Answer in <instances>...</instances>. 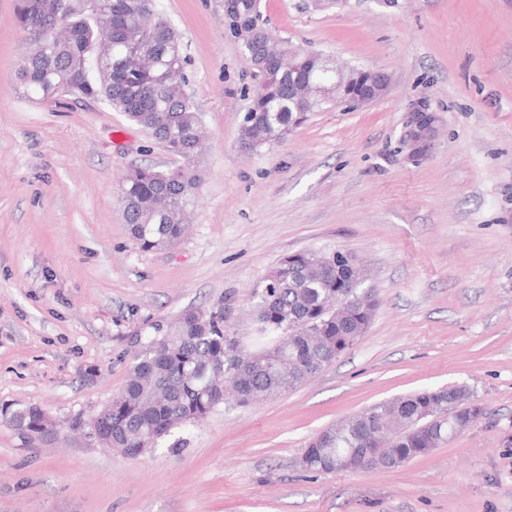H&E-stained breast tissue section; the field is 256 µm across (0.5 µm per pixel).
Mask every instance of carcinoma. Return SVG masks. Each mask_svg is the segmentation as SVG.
I'll return each mask as SVG.
<instances>
[{"label":"carcinoma","mask_w":512,"mask_h":512,"mask_svg":"<svg viewBox=\"0 0 512 512\" xmlns=\"http://www.w3.org/2000/svg\"><path fill=\"white\" fill-rule=\"evenodd\" d=\"M64 18L57 40L30 47L16 76L28 96L50 100L74 80L87 98L102 99L163 142L191 159L201 144L202 121L191 95L175 98L169 78L187 82L188 57L181 34L159 9L158 0H19L16 21L29 36ZM224 30L242 42L258 73L247 94L240 144L258 151L281 141L320 99L304 104L288 86L310 81L326 86L329 61L267 30L259 0H232ZM199 177L192 168L136 166L125 175L121 201L136 247L167 249L187 232ZM353 271L332 262L331 253L304 250L284 256L256 292L257 320L265 343L242 348L224 328V312L204 315L188 309L156 320L133 334L137 346L121 396L82 425L99 445L133 452L149 448L186 424H197L232 396L239 406L279 397L322 371L357 344L377 307L372 289L343 296ZM435 407L441 419L428 429L415 417ZM485 415L466 386L425 390L380 401L347 419L330 443L305 452L307 470L336 471V459L363 447L366 434L388 437L387 456L402 465L425 456ZM46 412L36 405L0 407V420L23 437L44 432Z\"/></svg>","instance_id":"carcinoma-1"}]
</instances>
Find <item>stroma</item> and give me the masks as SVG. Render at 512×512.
Listing matches in <instances>:
<instances>
[{
	"mask_svg": "<svg viewBox=\"0 0 512 512\" xmlns=\"http://www.w3.org/2000/svg\"><path fill=\"white\" fill-rule=\"evenodd\" d=\"M187 47L202 115L201 182L177 245L139 251L119 182L180 166L102 101L36 103L16 79L30 39L0 0V404L59 421L27 439L0 422V512H512V0H262L303 50L391 76L388 93L311 113L278 144H239L254 80L224 33V0H159ZM439 134L409 157L419 99ZM352 252L378 308L365 336L300 387L129 458L71 430L124 389L133 331L224 309L258 342L264 276L300 250ZM465 385L486 413L391 469L312 474L320 430L386 399Z\"/></svg>",
	"mask_w": 512,
	"mask_h": 512,
	"instance_id": "obj_1",
	"label": "stroma"
}]
</instances>
